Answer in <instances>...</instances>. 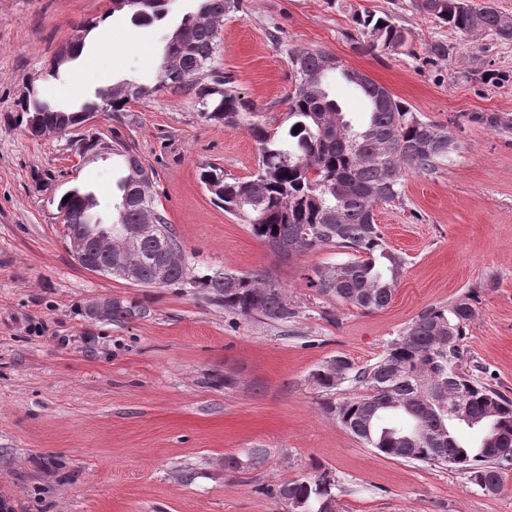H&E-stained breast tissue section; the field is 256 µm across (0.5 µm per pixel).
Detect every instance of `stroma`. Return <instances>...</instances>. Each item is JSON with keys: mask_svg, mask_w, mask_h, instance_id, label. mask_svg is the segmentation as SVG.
Masks as SVG:
<instances>
[{"mask_svg": "<svg viewBox=\"0 0 512 512\" xmlns=\"http://www.w3.org/2000/svg\"><path fill=\"white\" fill-rule=\"evenodd\" d=\"M192 8L173 0L165 20L138 26L111 0H0V493L16 512H283L269 489L321 468L345 489L340 512H512V470L490 494L461 472L381 456L324 411L325 393L309 382L338 355L374 363L425 308L471 291L469 356L512 397V128L477 120L512 118V43L459 35L410 0H244L224 21L216 62L265 120L286 113L290 52L322 50L455 142L438 170L405 172L401 201L377 206L406 266L391 303L362 311L304 279L346 260L345 250L281 261L201 184L211 164L249 177L258 149L244 128L200 118L191 95L153 90L155 62ZM357 10L390 15L408 33L405 47L372 52L353 29ZM99 17L103 29L83 33ZM78 37L86 58L45 80L47 96L76 109L121 80L151 89L94 132L133 147L191 267L270 272L292 322L244 318L201 289L145 288L73 259L59 199L89 187L111 218L119 169L76 165L67 136L32 138L5 116L26 80L43 77L53 53ZM437 41L449 56L429 53ZM94 298L135 311L92 321L83 307ZM248 448L264 450L262 465L225 469V457Z\"/></svg>", "mask_w": 512, "mask_h": 512, "instance_id": "stroma-1", "label": "stroma"}]
</instances>
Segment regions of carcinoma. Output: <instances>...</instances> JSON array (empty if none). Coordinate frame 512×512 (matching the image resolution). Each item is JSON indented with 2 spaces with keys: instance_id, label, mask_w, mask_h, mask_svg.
Wrapping results in <instances>:
<instances>
[{
  "instance_id": "cac0c4a2",
  "label": "carcinoma",
  "mask_w": 512,
  "mask_h": 512,
  "mask_svg": "<svg viewBox=\"0 0 512 512\" xmlns=\"http://www.w3.org/2000/svg\"><path fill=\"white\" fill-rule=\"evenodd\" d=\"M156 62L153 89L130 82L112 85V111L158 91L194 95L208 123L243 126L256 142L258 167L244 179L226 180L208 167L200 181L224 212L248 224L252 235L283 260L320 247L353 252L354 259L320 266L307 276L309 287L343 306L377 311L393 298L404 257L391 249L375 222V210L401 198L406 170L429 171L448 158L454 142L445 127L412 111L370 78L361 85L372 95V111L354 126L330 94L326 76L342 67L329 53L296 50L290 54L294 90L287 99V125L255 118L253 104L232 87L214 65L224 19L243 10V0H195ZM412 8L468 36L488 34L512 42V17L489 0H411ZM355 29L371 51L391 54L407 42V32L388 15L353 13ZM14 122L23 132L31 121L43 127L68 119L82 126V111L60 113L39 88L15 102ZM299 128L293 132V128ZM121 160L112 224H96L88 192L74 188L59 212L77 230L119 224H158V238L146 241L132 257L133 283L148 288H200L224 309L288 323L296 312L271 274L190 270L153 194H144L139 158L121 140L112 146ZM164 279L157 262L170 255ZM474 298L464 294L446 306L417 316L390 340L374 363L360 366L340 357L336 369L320 365L311 373L317 388L332 392L344 383L363 393L325 403V411L367 447L385 457L433 466H451L486 493L499 490L512 466V398L482 381L465 364V339L474 316ZM466 393L463 408L456 394ZM338 481L327 470L289 481L269 491L284 506L301 503L302 512H339Z\"/></svg>"
}]
</instances>
